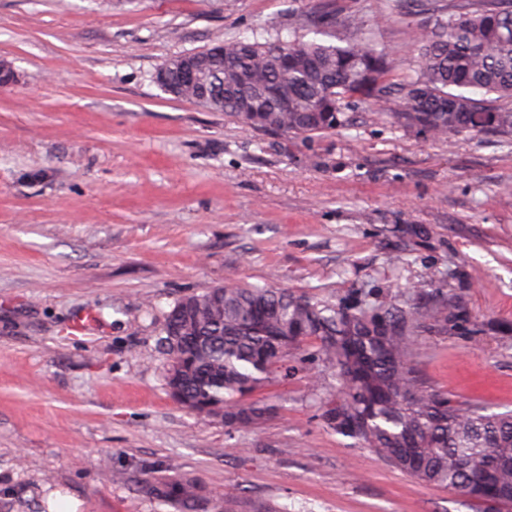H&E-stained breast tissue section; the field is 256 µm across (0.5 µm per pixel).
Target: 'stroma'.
Segmentation results:
<instances>
[{"label":"stroma","mask_w":512,"mask_h":512,"mask_svg":"<svg viewBox=\"0 0 512 512\" xmlns=\"http://www.w3.org/2000/svg\"><path fill=\"white\" fill-rule=\"evenodd\" d=\"M326 10L398 79L433 23L391 0H0L17 72L0 88V512H175L136 491L148 470L197 480L211 512H498L329 427L342 386L314 338L254 392L273 410L249 429L169 393L184 296L232 281L413 303L422 284L468 320L416 336V375L512 411V132L427 137L354 99L334 131L264 133L154 81Z\"/></svg>","instance_id":"35a3bbf8"}]
</instances>
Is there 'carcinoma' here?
I'll list each match as a JSON object with an SVG mask.
<instances>
[{"mask_svg":"<svg viewBox=\"0 0 512 512\" xmlns=\"http://www.w3.org/2000/svg\"><path fill=\"white\" fill-rule=\"evenodd\" d=\"M277 35L226 43L167 60L172 79L181 61L203 63V80L185 100L235 116L262 132L319 135L345 124L349 99L388 104L400 126L434 136L512 131V111L484 96L512 100V0H453L419 38L413 73L392 78L390 57L364 41H289ZM288 99V111L278 109ZM446 293L401 305H341L278 288H208L179 299L167 317V386L206 417L247 429L269 407L246 398L270 382L290 348L316 337L336 366L344 396L323 417L391 466L423 483L459 491L474 501L512 503V413L458 404L423 385L411 368L414 338L431 325L465 320ZM137 491L177 512H209L200 484L150 472Z\"/></svg>","mask_w":512,"mask_h":512,"instance_id":"1","label":"carcinoma"}]
</instances>
